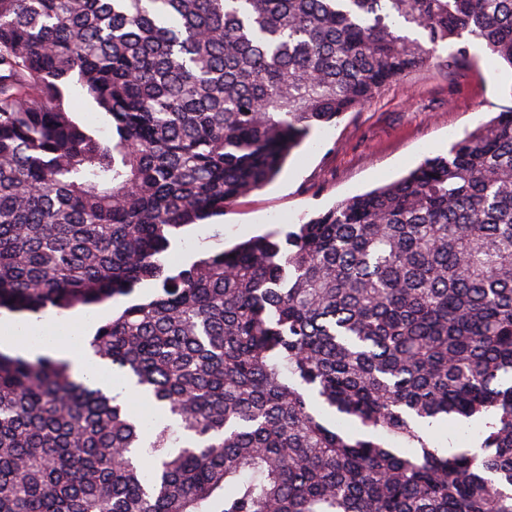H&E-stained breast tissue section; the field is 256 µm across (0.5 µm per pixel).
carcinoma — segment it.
Returning a JSON list of instances; mask_svg holds the SVG:
<instances>
[{"instance_id": "carcinoma-1", "label": "carcinoma", "mask_w": 512, "mask_h": 512, "mask_svg": "<svg viewBox=\"0 0 512 512\" xmlns=\"http://www.w3.org/2000/svg\"><path fill=\"white\" fill-rule=\"evenodd\" d=\"M465 36L512 68V0H0V309L156 288L91 341L151 430L0 352V512H512L511 106L291 231L167 262ZM472 419L475 453L429 432Z\"/></svg>"}]
</instances>
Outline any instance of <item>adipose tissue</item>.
<instances>
[{
    "instance_id": "adipose-tissue-1",
    "label": "adipose tissue",
    "mask_w": 512,
    "mask_h": 512,
    "mask_svg": "<svg viewBox=\"0 0 512 512\" xmlns=\"http://www.w3.org/2000/svg\"><path fill=\"white\" fill-rule=\"evenodd\" d=\"M0 351L29 359L48 356L68 363L72 374L107 395L129 399L133 388L117 381L107 362L95 356L87 334L84 314L53 313L22 317L0 311Z\"/></svg>"
}]
</instances>
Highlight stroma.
Segmentation results:
<instances>
[{
  "mask_svg": "<svg viewBox=\"0 0 512 512\" xmlns=\"http://www.w3.org/2000/svg\"><path fill=\"white\" fill-rule=\"evenodd\" d=\"M461 50L467 66L448 72L442 58ZM437 54L438 62L389 83L360 110L315 128L272 183L186 228L172 253L185 264L206 248L291 229L303 215L400 179L512 104V70L493 63L478 41L452 42Z\"/></svg>",
  "mask_w": 512,
  "mask_h": 512,
  "instance_id": "1",
  "label": "stroma"
}]
</instances>
